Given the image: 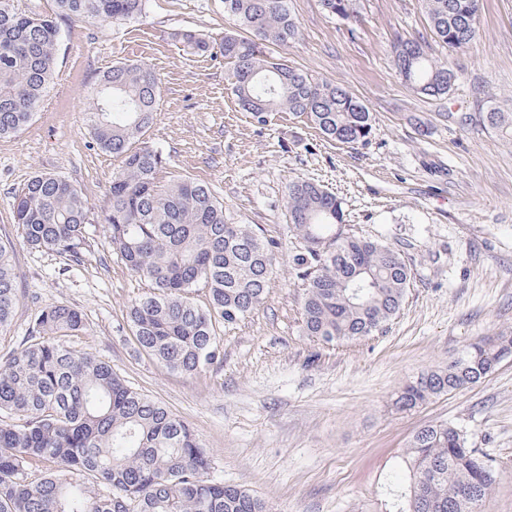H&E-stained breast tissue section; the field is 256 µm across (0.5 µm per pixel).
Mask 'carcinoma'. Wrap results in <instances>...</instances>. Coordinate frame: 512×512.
Listing matches in <instances>:
<instances>
[{
  "label": "carcinoma",
  "mask_w": 512,
  "mask_h": 512,
  "mask_svg": "<svg viewBox=\"0 0 512 512\" xmlns=\"http://www.w3.org/2000/svg\"><path fill=\"white\" fill-rule=\"evenodd\" d=\"M320 2L333 17L348 19L355 11L356 0ZM55 4V12L36 14L0 0V138L24 130L47 96L62 22L136 19L146 0ZM422 6L443 45L460 48L476 36L469 11L480 13L481 0H422ZM224 13L237 29L219 45L192 30L176 38L192 54L224 56L232 94L257 125L273 112H291L330 141L369 143L373 118L357 97L268 53V45H288L298 34L288 0H224ZM393 53L408 89L450 95L456 71L434 59L426 43L399 36ZM160 94L148 63L119 61L98 79L87 116L97 147L121 159L104 216L109 247L150 288L127 313L137 348L170 371L199 375L223 359L217 328H233L263 305L281 243L233 222L207 183L163 180L164 154L144 141ZM469 122L512 128V116L494 108ZM287 211L298 242L288 267L302 290L303 335L334 345L385 331L411 285L400 251L344 232L342 202L302 177L288 186ZM11 213L30 249L82 262L89 209L68 179L32 175L14 194ZM19 300L12 246L0 240V334ZM86 328L81 311L47 306L23 347L0 359V512H268L250 489L204 477L209 459L202 443L166 406L67 343ZM510 356L512 335L476 339L447 366L405 384L395 404L408 410L476 384ZM407 457L409 485L395 482L391 489L395 501L408 499L406 512H484L495 474L464 431L447 422L426 426ZM469 487L478 496L465 494Z\"/></svg>",
  "instance_id": "carcinoma-1"
}]
</instances>
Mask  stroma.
Returning <instances> with one entry per match:
<instances>
[{
	"label": "stroma",
	"instance_id": "obj_1",
	"mask_svg": "<svg viewBox=\"0 0 512 512\" xmlns=\"http://www.w3.org/2000/svg\"><path fill=\"white\" fill-rule=\"evenodd\" d=\"M299 35L280 56L340 86L373 114L369 145L325 141L305 118L272 113L257 126L232 95L223 56L185 51L184 30L221 42L223 0H147L142 17L63 23L54 82L32 123L0 139V238L14 244L21 298L0 355L22 347L52 304L87 321L71 337L194 428L209 479L243 485L270 512H395L386 488L408 483L414 434L438 422L462 429L497 474L486 512H512V358L482 382L400 411L399 387L446 365L472 340L512 334V132L463 126L492 105L512 112V0H483L478 34L442 47L421 0H357L354 16H326L320 0H289ZM424 38L459 81L446 99L421 97L395 74L397 36ZM124 59L160 78L146 140L168 159L165 178L208 183L235 221L291 250L289 180L316 181L343 201L346 227L394 246L412 273L400 313L366 340L320 345L300 336L298 290L279 267L264 304L223 332L224 361L202 375L138 354L126 313L145 291L117 260L101 218L119 158L85 123L97 77ZM68 178L90 209L81 264L37 252L11 221L14 194L35 172Z\"/></svg>",
	"mask_w": 512,
	"mask_h": 512
}]
</instances>
